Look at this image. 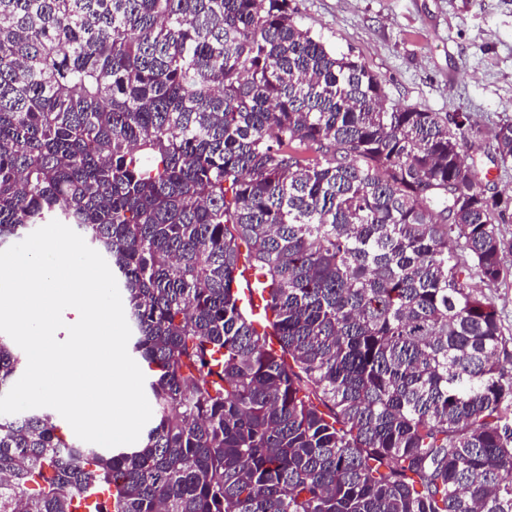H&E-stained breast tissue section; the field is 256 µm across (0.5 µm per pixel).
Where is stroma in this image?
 <instances>
[{
  "mask_svg": "<svg viewBox=\"0 0 512 512\" xmlns=\"http://www.w3.org/2000/svg\"><path fill=\"white\" fill-rule=\"evenodd\" d=\"M295 19L336 55L359 59L388 103L469 114L482 137L468 148L487 192L512 195V166L494 133L512 122V0H290ZM482 284L512 351V253Z\"/></svg>",
  "mask_w": 512,
  "mask_h": 512,
  "instance_id": "1",
  "label": "stroma"
}]
</instances>
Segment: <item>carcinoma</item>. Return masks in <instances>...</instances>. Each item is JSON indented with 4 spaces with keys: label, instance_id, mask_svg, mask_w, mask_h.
Wrapping results in <instances>:
<instances>
[{
    "label": "carcinoma",
    "instance_id": "obj_1",
    "mask_svg": "<svg viewBox=\"0 0 512 512\" xmlns=\"http://www.w3.org/2000/svg\"><path fill=\"white\" fill-rule=\"evenodd\" d=\"M480 134L386 105L289 0H0V246L56 219L104 253L155 406L139 448L0 417V512H512ZM19 365L0 338V393Z\"/></svg>",
    "mask_w": 512,
    "mask_h": 512
}]
</instances>
